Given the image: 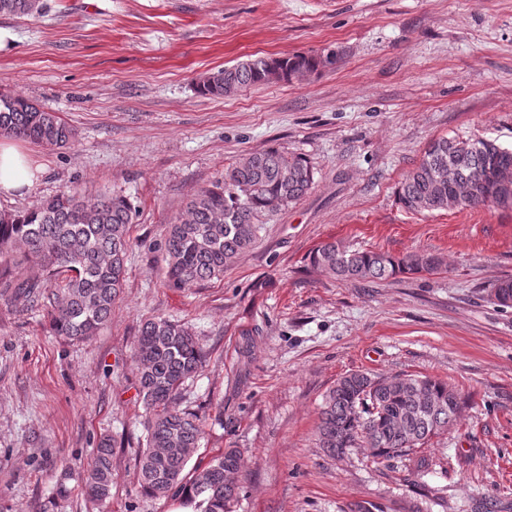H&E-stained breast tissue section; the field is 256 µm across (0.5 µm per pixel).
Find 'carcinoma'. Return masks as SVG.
I'll use <instances>...</instances> for the list:
<instances>
[{
    "label": "carcinoma",
    "instance_id": "cac0c4a2",
    "mask_svg": "<svg viewBox=\"0 0 512 512\" xmlns=\"http://www.w3.org/2000/svg\"><path fill=\"white\" fill-rule=\"evenodd\" d=\"M44 0H0V14L32 17ZM326 66L318 55L256 57L201 77V94L223 98L278 80L303 77ZM29 139L63 148L73 127L19 96L0 95V137ZM512 169V148L484 138L432 141L404 176L398 202L421 214L496 204V172ZM314 184L303 155L275 147L244 154L224 179L200 189L184 214L168 225L164 241L169 282L176 288L224 274L253 247L264 219L300 201ZM133 207L122 195H89L76 189L37 200L23 211L0 210V259L28 266L16 277L0 265L3 292L42 298L50 330L70 340L96 335L112 315L123 288ZM313 266L344 282L376 283L400 274L433 273L440 257L424 251L395 256L349 250L329 242L311 255ZM133 357L145 409V444L137 456L139 485L155 497L180 493L198 512H233L239 495L241 453L227 448L205 465L189 467L203 434L201 417L180 408L181 390L203 367L204 353L191 329L157 317L141 327ZM466 398L447 381L430 376H383L355 371L325 396L319 447L333 457L357 444L373 462L410 456L457 425ZM112 439L104 436L83 470L82 487L93 499L112 490Z\"/></svg>",
    "mask_w": 512,
    "mask_h": 512
}]
</instances>
